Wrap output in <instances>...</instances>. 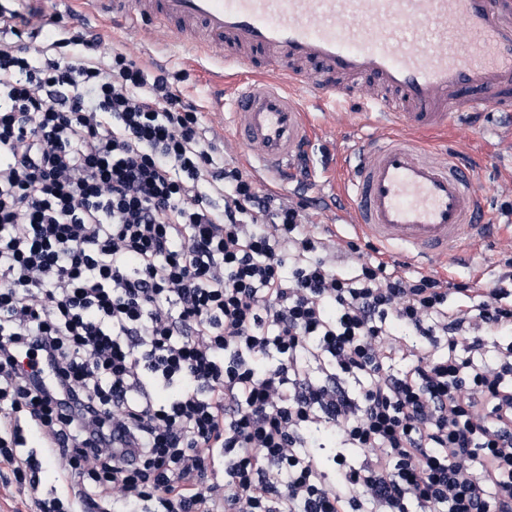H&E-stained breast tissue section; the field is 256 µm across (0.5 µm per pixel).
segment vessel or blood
<instances>
[{"label":"vessel or blood","mask_w":512,"mask_h":512,"mask_svg":"<svg viewBox=\"0 0 512 512\" xmlns=\"http://www.w3.org/2000/svg\"><path fill=\"white\" fill-rule=\"evenodd\" d=\"M130 23L174 29L192 50L251 70L217 101L247 162L273 186L292 182L313 132L310 102L347 99L392 134L354 150L342 194L352 221L405 256L454 255L492 221L485 190L455 152L423 137L481 112H512V0H96Z\"/></svg>","instance_id":"vessel-or-blood-1"}]
</instances>
